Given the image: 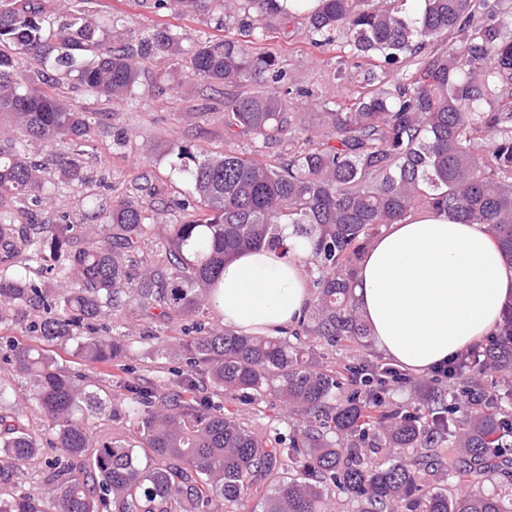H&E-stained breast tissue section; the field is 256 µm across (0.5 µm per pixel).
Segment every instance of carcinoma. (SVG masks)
<instances>
[{"mask_svg": "<svg viewBox=\"0 0 512 512\" xmlns=\"http://www.w3.org/2000/svg\"><path fill=\"white\" fill-rule=\"evenodd\" d=\"M157 12L186 18L218 14L237 21L234 37H185L159 23L140 50L112 46L89 19V0H0V118L21 133L0 145V200L27 217L0 211V323L38 312L35 344L12 346L7 362L30 387L22 398L0 385V512H222L262 495L261 512H329L328 496L358 512H512V410L480 405L456 416L455 400L428 395L419 406L390 402V375L374 362L325 367L302 343L244 336L203 321L224 259L279 243L290 224L309 240L311 302L296 337L331 347L365 345L370 332L353 288L357 265L382 227L418 210L451 212L485 224L512 265V0H150ZM302 21L304 43L334 60L333 79L352 92L318 102L258 45L268 25ZM191 55L207 85L241 89L224 96V152L190 144L167 149L171 168L192 191L158 197L151 171L133 192L103 204L82 197L80 218L40 222L48 202V166L60 180L109 190L87 168L82 144L94 130L32 76L76 74L89 95L133 100L141 60ZM246 141L256 156L239 149ZM74 146L51 164L29 156L36 143ZM288 143V160L263 158ZM180 213L158 251L145 252L159 207ZM36 263L47 280L30 276ZM133 309L148 324L191 320L180 343L186 368L172 391L144 379H120L137 437L93 446L85 410L107 400L85 376L58 364L48 346L75 343L89 364L129 358L121 336H101L96 322ZM512 369V344L463 361L453 379L478 390L489 371ZM272 399L299 417L266 436L218 400ZM43 414L55 455L21 424L29 405ZM389 462L368 464V454ZM37 466L48 492L22 489ZM447 472L462 484L493 472L496 488L462 498L428 484Z\"/></svg>", "mask_w": 512, "mask_h": 512, "instance_id": "1", "label": "carcinoma"}]
</instances>
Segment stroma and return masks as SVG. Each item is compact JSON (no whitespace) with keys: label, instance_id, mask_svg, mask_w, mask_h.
<instances>
[{"label":"stroma","instance_id":"stroma-1","mask_svg":"<svg viewBox=\"0 0 512 512\" xmlns=\"http://www.w3.org/2000/svg\"><path fill=\"white\" fill-rule=\"evenodd\" d=\"M92 10L99 23L111 27L113 16H121L123 29L115 34L114 44H134L136 37L151 29L158 21L144 0H92ZM269 43L280 48L279 63L297 82L315 94L327 91L333 79V63L328 56L316 52L282 50L278 30H270ZM182 88H172L166 76L167 64L159 59L146 62L135 89L132 104L112 103L89 97L74 80L59 77L48 85L50 93L63 96L68 105L78 112L97 113L109 126V135H94L85 142V160L88 166L103 168L110 173L112 184L109 197L127 194L131 180L143 167H151L156 186L165 194L185 192L186 179L173 171L166 149L171 142L192 143L212 153L224 150V112L216 109L200 113L204 101H222L224 87H210L191 76L190 59L181 55ZM134 315L121 311L109 320L114 329L125 332L132 355L131 364L137 374L156 382L166 381L169 370L181 367L182 357L168 354L165 344L181 336V327L162 326L161 342L141 339L137 328L131 327Z\"/></svg>","mask_w":512,"mask_h":512}]
</instances>
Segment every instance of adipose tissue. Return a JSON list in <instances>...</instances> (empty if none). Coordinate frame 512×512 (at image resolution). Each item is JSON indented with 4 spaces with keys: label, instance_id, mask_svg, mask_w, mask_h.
I'll list each match as a JSON object with an SVG mask.
<instances>
[{
    "label": "adipose tissue",
    "instance_id": "obj_1",
    "mask_svg": "<svg viewBox=\"0 0 512 512\" xmlns=\"http://www.w3.org/2000/svg\"><path fill=\"white\" fill-rule=\"evenodd\" d=\"M281 248L260 246L224 262L214 303L226 329L284 336L311 294L307 248L291 225ZM512 295V267L484 224L423 210L387 225L357 270L355 297L376 346L421 373L495 332Z\"/></svg>",
    "mask_w": 512,
    "mask_h": 512
}]
</instances>
